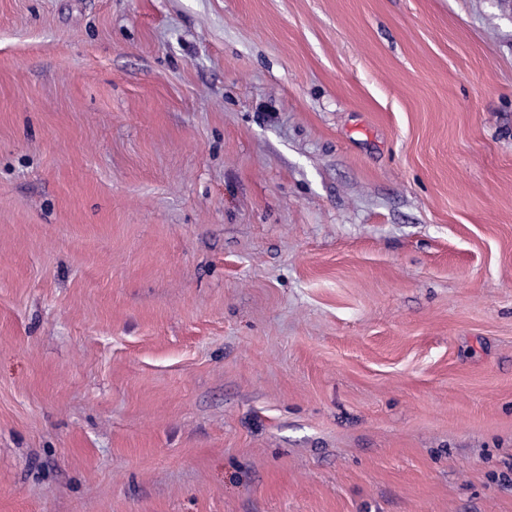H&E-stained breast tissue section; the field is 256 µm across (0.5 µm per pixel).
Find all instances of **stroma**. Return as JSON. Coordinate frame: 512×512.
<instances>
[{"instance_id": "stroma-1", "label": "stroma", "mask_w": 512, "mask_h": 512, "mask_svg": "<svg viewBox=\"0 0 512 512\" xmlns=\"http://www.w3.org/2000/svg\"><path fill=\"white\" fill-rule=\"evenodd\" d=\"M0 512H512V0H0Z\"/></svg>"}]
</instances>
